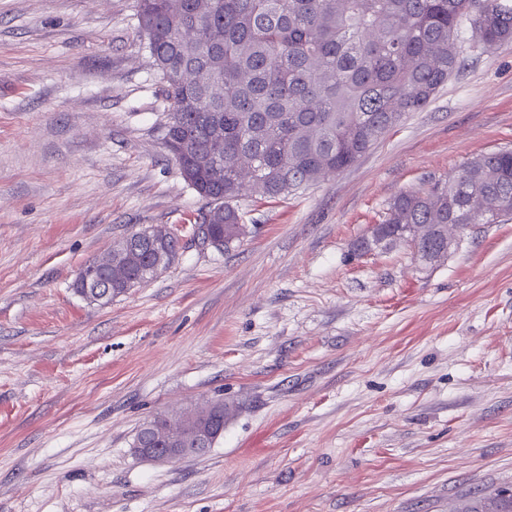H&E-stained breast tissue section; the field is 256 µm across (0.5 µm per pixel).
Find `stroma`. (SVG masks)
Returning <instances> with one entry per match:
<instances>
[{
  "mask_svg": "<svg viewBox=\"0 0 512 512\" xmlns=\"http://www.w3.org/2000/svg\"><path fill=\"white\" fill-rule=\"evenodd\" d=\"M354 165L242 197L230 249L164 147L135 0H0V512H457L512 489V220L420 262L357 241L404 191L512 149V44ZM145 227L175 261L103 305L88 260ZM223 399L204 455L144 461L157 414Z\"/></svg>",
  "mask_w": 512,
  "mask_h": 512,
  "instance_id": "stroma-1",
  "label": "stroma"
}]
</instances>
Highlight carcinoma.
Here are the masks:
<instances>
[{
    "label": "carcinoma",
    "mask_w": 512,
    "mask_h": 512,
    "mask_svg": "<svg viewBox=\"0 0 512 512\" xmlns=\"http://www.w3.org/2000/svg\"><path fill=\"white\" fill-rule=\"evenodd\" d=\"M138 33L164 82L165 148L205 201L201 219L227 249L248 191L278 199L352 166L404 116L425 108L458 71L460 36L491 49L512 43V0H135ZM224 157L200 168L209 126ZM243 159L248 181L232 174ZM512 216V150L481 154L427 192L390 203L379 231L391 244L411 224H498ZM180 249L138 243L123 269L92 260L81 272L112 296L153 278ZM224 433V410L201 422Z\"/></svg>",
    "instance_id": "cac0c4a2"
}]
</instances>
